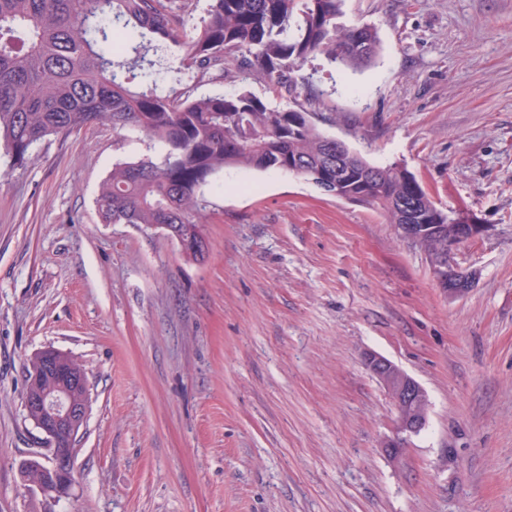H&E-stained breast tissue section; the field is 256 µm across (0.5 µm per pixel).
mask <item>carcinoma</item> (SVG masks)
<instances>
[{"label":"carcinoma","instance_id":"cac0c4a2","mask_svg":"<svg viewBox=\"0 0 512 512\" xmlns=\"http://www.w3.org/2000/svg\"><path fill=\"white\" fill-rule=\"evenodd\" d=\"M343 0H209L187 29L193 0H0V141L13 162L33 145L92 123L136 132L159 157L115 164L96 198L106 224L164 225L202 237L203 186L227 167L292 172L336 182V138L302 108L271 106L251 91L195 95L204 79L242 83L253 74L275 93L296 87V72L322 55L359 71L378 55L377 32L345 26ZM352 180L341 194L382 210L418 196L416 223L446 224L411 173L345 151Z\"/></svg>","mask_w":512,"mask_h":512}]
</instances>
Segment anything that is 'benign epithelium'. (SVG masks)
Returning a JSON list of instances; mask_svg holds the SVG:
<instances>
[{
    "label": "benign epithelium",
    "mask_w": 512,
    "mask_h": 512,
    "mask_svg": "<svg viewBox=\"0 0 512 512\" xmlns=\"http://www.w3.org/2000/svg\"><path fill=\"white\" fill-rule=\"evenodd\" d=\"M406 224L397 225L402 237L421 242L428 235L442 239L443 249L431 254L434 276L440 288L451 298L466 295L473 281L460 276L459 269L447 261V252L475 237L480 227L458 214L452 221L454 232L443 237L440 224H413V206L399 202ZM366 363L374 376L387 388L398 412L397 431L419 432L427 422L426 396L421 385L390 360L371 355ZM90 402V385L86 372L75 371L71 357L47 347L33 357L24 403L26 411H35V428L47 442L51 465L28 466L22 470L24 481L45 494L62 496L74 483L73 463L76 441L84 427Z\"/></svg>",
    "instance_id": "7a95c632"
}]
</instances>
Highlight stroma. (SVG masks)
Wrapping results in <instances>:
<instances>
[{
  "label": "stroma",
  "mask_w": 512,
  "mask_h": 512,
  "mask_svg": "<svg viewBox=\"0 0 512 512\" xmlns=\"http://www.w3.org/2000/svg\"><path fill=\"white\" fill-rule=\"evenodd\" d=\"M373 65L316 57L289 102L379 166L413 173L481 233L439 288L380 211L287 172L204 187V260L96 204L145 142L90 124L0 148V512H512V0H344ZM73 356L90 406L69 496L23 481L43 451L24 365ZM428 399L399 458L367 354Z\"/></svg>",
  "instance_id": "35a3bbf8"
}]
</instances>
